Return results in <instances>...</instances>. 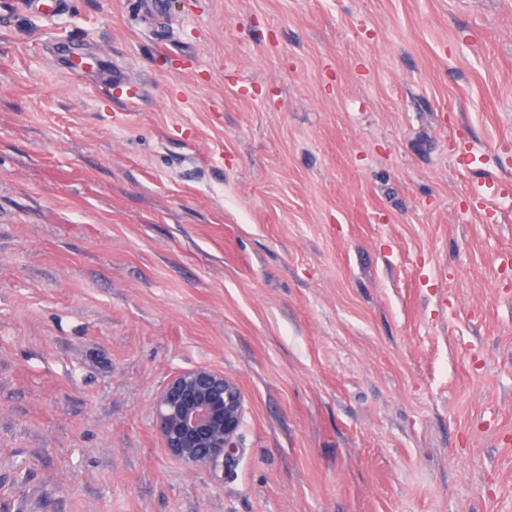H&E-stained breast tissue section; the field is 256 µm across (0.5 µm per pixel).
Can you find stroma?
<instances>
[{"instance_id": "1", "label": "stroma", "mask_w": 512, "mask_h": 512, "mask_svg": "<svg viewBox=\"0 0 512 512\" xmlns=\"http://www.w3.org/2000/svg\"><path fill=\"white\" fill-rule=\"evenodd\" d=\"M167 12L0 0V512H512V0ZM244 399L222 371L183 369L166 382L153 404V426L170 456L190 468L223 477L238 449Z\"/></svg>"}]
</instances>
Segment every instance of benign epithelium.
Listing matches in <instances>:
<instances>
[{
  "label": "benign epithelium",
  "instance_id": "benign-epithelium-1",
  "mask_svg": "<svg viewBox=\"0 0 512 512\" xmlns=\"http://www.w3.org/2000/svg\"><path fill=\"white\" fill-rule=\"evenodd\" d=\"M243 410L234 381L222 371L197 366L168 379L153 404V426L174 459L222 477L238 449Z\"/></svg>",
  "mask_w": 512,
  "mask_h": 512
}]
</instances>
